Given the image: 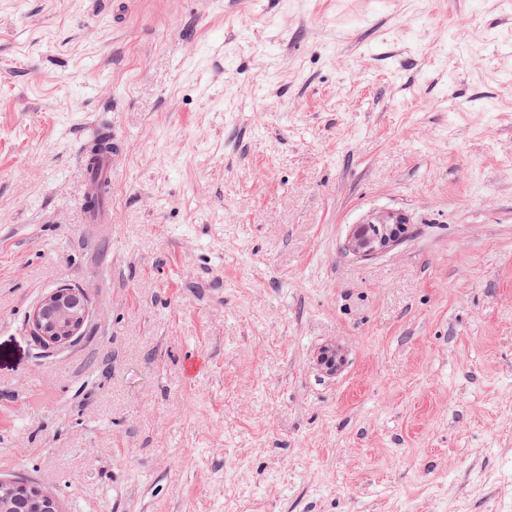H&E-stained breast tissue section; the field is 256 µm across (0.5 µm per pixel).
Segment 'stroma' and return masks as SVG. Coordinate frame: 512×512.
<instances>
[{"label":"stroma","instance_id":"stroma-1","mask_svg":"<svg viewBox=\"0 0 512 512\" xmlns=\"http://www.w3.org/2000/svg\"><path fill=\"white\" fill-rule=\"evenodd\" d=\"M379 210L407 234L357 260ZM63 285L88 325L47 349ZM0 477L64 512H512V0H0ZM403 214L381 210L355 224L346 249L358 258L369 259L400 243L406 229ZM89 316L87 294L79 288H57L33 308L28 321L32 333L47 347H65L83 334Z\"/></svg>","mask_w":512,"mask_h":512}]
</instances>
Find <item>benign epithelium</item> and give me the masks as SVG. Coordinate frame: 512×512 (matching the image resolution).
I'll return each instance as SVG.
<instances>
[{
    "mask_svg": "<svg viewBox=\"0 0 512 512\" xmlns=\"http://www.w3.org/2000/svg\"><path fill=\"white\" fill-rule=\"evenodd\" d=\"M406 229L403 214L381 210L355 225L346 249L358 258H372L400 243ZM89 316L87 294L79 288H57L33 308L28 321L32 333L47 347H65L83 334ZM329 373L343 363L341 352L331 346L319 354ZM0 512H63L59 497L51 490L25 480L0 477Z\"/></svg>",
    "mask_w": 512,
    "mask_h": 512,
    "instance_id": "1",
    "label": "benign epithelium"
}]
</instances>
